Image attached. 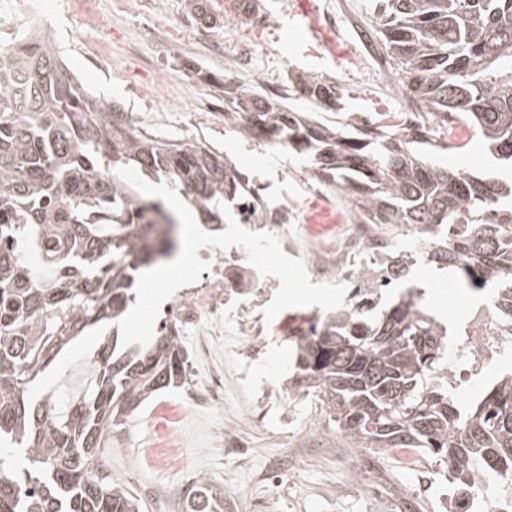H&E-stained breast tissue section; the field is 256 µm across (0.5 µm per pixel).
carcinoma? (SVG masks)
<instances>
[{
	"instance_id": "carcinoma-1",
	"label": "carcinoma",
	"mask_w": 512,
	"mask_h": 512,
	"mask_svg": "<svg viewBox=\"0 0 512 512\" xmlns=\"http://www.w3.org/2000/svg\"><path fill=\"white\" fill-rule=\"evenodd\" d=\"M382 47L419 109L448 135L469 127L497 161L492 174L448 166L424 124L396 129L328 124L264 94L224 85V124L284 147L343 194L363 224L408 232L427 262L476 290L493 288L512 320V0H372ZM320 107L336 87L312 76L289 91ZM131 166L164 180L202 217L222 225L217 203L251 199L249 176L203 141L145 134L117 105L98 101L50 42L20 34L0 53V512H142L128 487L94 460L117 427L186 378L180 337L162 328L144 348L123 347L117 322L136 275L171 257L175 222L119 178ZM415 253L394 243L359 263L352 298L314 314L293 340L288 395L323 409L322 431L354 449H410L467 489L494 476L512 482V375L468 410L448 383V327L421 305L410 278ZM112 324L94 376L60 404L34 393L68 345ZM185 512H224V494L202 478Z\"/></svg>"
}]
</instances>
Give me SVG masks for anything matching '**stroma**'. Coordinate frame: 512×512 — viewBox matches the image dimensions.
Here are the masks:
<instances>
[{
    "instance_id": "1",
    "label": "stroma",
    "mask_w": 512,
    "mask_h": 512,
    "mask_svg": "<svg viewBox=\"0 0 512 512\" xmlns=\"http://www.w3.org/2000/svg\"><path fill=\"white\" fill-rule=\"evenodd\" d=\"M203 0V15L187 0H56L44 21L83 84L105 104H119L136 125L172 141H204L266 185L276 203L298 213L304 235L297 257L328 238L333 220L351 218L336 190L320 192L306 163L284 149L246 139L224 124L221 82L259 91L281 102L292 81L310 75L334 84L343 109L323 113L357 125L413 111L394 63L378 44L365 0ZM413 281H426V298L442 323L463 322L477 291L463 288L447 271L431 272L418 261ZM224 335L181 336L188 353L183 387L162 396L182 408L167 419L155 407L123 420L118 440L102 463L113 480L138 497L144 512H183L199 478L224 494V512H400V493L420 501L424 512H448L455 489L443 469L421 461L411 471L397 456L353 450L347 438L318 430L320 406L288 395L293 352L287 337L263 328L236 348ZM100 330L80 337L48 379L59 399L82 388L91 375ZM224 375V404L187 406L185 391H209ZM275 398L260 418L247 419L256 391ZM175 437L188 461L168 470L146 450L156 437Z\"/></svg>"
}]
</instances>
